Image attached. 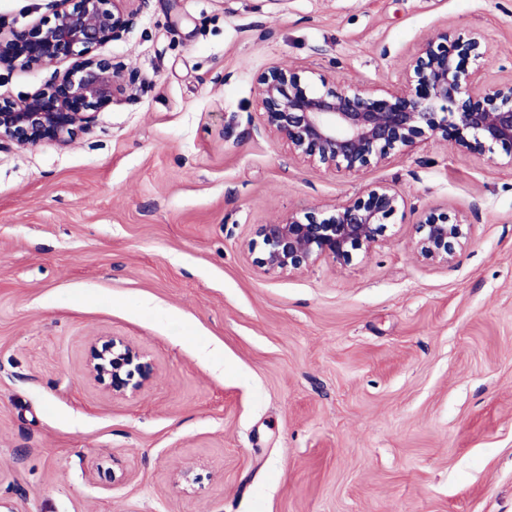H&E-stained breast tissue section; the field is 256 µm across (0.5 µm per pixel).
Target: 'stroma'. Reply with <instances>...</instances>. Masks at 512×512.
Wrapping results in <instances>:
<instances>
[{
    "mask_svg": "<svg viewBox=\"0 0 512 512\" xmlns=\"http://www.w3.org/2000/svg\"><path fill=\"white\" fill-rule=\"evenodd\" d=\"M53 0H0V27ZM101 55L137 96L67 147L0 149V499L17 512H512V169L429 139L360 173L262 126L271 64L397 88L441 29L512 79V0H133ZM0 66V95L47 83ZM386 183L402 222L351 263L264 273L256 225ZM461 216L451 264L417 256ZM99 336L154 368L89 380ZM191 468L190 482L175 473ZM468 226L463 219H452L448 214L426 216L416 225L414 249L428 263L450 264L468 238Z\"/></svg>",
    "mask_w": 512,
    "mask_h": 512,
    "instance_id": "1",
    "label": "stroma"
}]
</instances>
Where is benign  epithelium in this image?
I'll return each instance as SVG.
<instances>
[{
	"label": "benign epithelium",
	"instance_id": "benign-epithelium-1",
	"mask_svg": "<svg viewBox=\"0 0 512 512\" xmlns=\"http://www.w3.org/2000/svg\"><path fill=\"white\" fill-rule=\"evenodd\" d=\"M121 0H57L53 19L0 31V65L39 71L74 60L43 87L16 101L0 97V146L70 144L89 131L116 96L137 91L133 73L98 50L131 23ZM487 48L477 30H446L424 40L404 74V87L382 94L340 84L313 69L273 65L254 83L264 130L298 158L329 171L359 172L430 138L451 142L512 168V80L483 84ZM507 150L501 158L497 149ZM405 208L391 186L370 185L331 209L309 208L259 224L242 253L264 273H293L320 259L350 263L386 239ZM468 238L463 219L429 215L416 225L414 249L431 264H449ZM87 375L114 396L140 388L153 366L132 343L102 336L90 347Z\"/></svg>",
	"mask_w": 512,
	"mask_h": 512
}]
</instances>
